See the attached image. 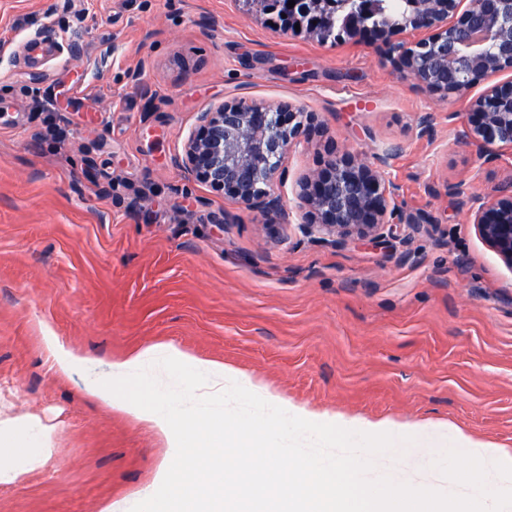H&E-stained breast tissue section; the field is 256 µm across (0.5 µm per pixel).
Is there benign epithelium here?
Listing matches in <instances>:
<instances>
[{
	"mask_svg": "<svg viewBox=\"0 0 512 512\" xmlns=\"http://www.w3.org/2000/svg\"><path fill=\"white\" fill-rule=\"evenodd\" d=\"M286 12L288 26L325 42L334 29L335 4L328 0H294ZM414 0L395 25H373L378 5L357 0L348 9L345 34L354 43L369 39L390 48L391 62L422 89L442 99L468 98V122L461 136L486 147H512V80L492 82L495 74L512 70V0ZM423 34L416 43L394 44L395 32ZM317 117L299 106L276 107L243 98L224 102L197 115L175 163L187 178L228 194L251 208L273 210L281 205L275 181L291 145L318 129ZM300 232L331 246L351 240L376 243L384 233L401 228L387 216L393 187L380 170L349 152L332 151L323 168L298 182ZM474 224L482 239L512 268V186L496 199L480 202Z\"/></svg>",
	"mask_w": 512,
	"mask_h": 512,
	"instance_id": "obj_1",
	"label": "benign epithelium"
}]
</instances>
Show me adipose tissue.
Instances as JSON below:
<instances>
[{
    "instance_id": "obj_1",
    "label": "adipose tissue",
    "mask_w": 512,
    "mask_h": 512,
    "mask_svg": "<svg viewBox=\"0 0 512 512\" xmlns=\"http://www.w3.org/2000/svg\"><path fill=\"white\" fill-rule=\"evenodd\" d=\"M56 429L38 416L0 412V484H13L42 467L53 455Z\"/></svg>"
}]
</instances>
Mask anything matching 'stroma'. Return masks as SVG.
<instances>
[{
    "label": "stroma",
    "instance_id": "stroma-1",
    "mask_svg": "<svg viewBox=\"0 0 512 512\" xmlns=\"http://www.w3.org/2000/svg\"><path fill=\"white\" fill-rule=\"evenodd\" d=\"M35 37L60 47L37 81L22 53ZM238 98L321 125L283 164L281 209L174 162L198 113ZM466 113L385 47L323 43L238 0H0V409L58 433L44 468L0 485V512L141 501L166 441L84 384L147 344L317 414L446 421L512 448V269L474 222L476 199L512 183V149L464 140ZM332 148L380 167L425 231L394 247L304 237L296 184ZM44 325L83 368L55 372Z\"/></svg>",
    "mask_w": 512,
    "mask_h": 512
}]
</instances>
